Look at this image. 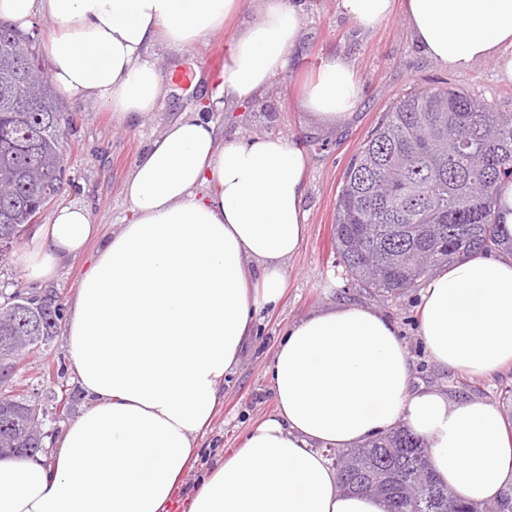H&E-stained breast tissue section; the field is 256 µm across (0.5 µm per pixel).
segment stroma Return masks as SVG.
<instances>
[{
	"instance_id": "1",
	"label": "stroma",
	"mask_w": 512,
	"mask_h": 512,
	"mask_svg": "<svg viewBox=\"0 0 512 512\" xmlns=\"http://www.w3.org/2000/svg\"><path fill=\"white\" fill-rule=\"evenodd\" d=\"M242 2L233 26L206 34L180 55L171 54L163 45L155 47L154 62L165 78L172 80L173 90L135 123L120 124L111 112L91 100H62L64 111L74 121L66 132L68 181L58 204L78 202L88 207L101 235L118 230L128 209L124 183L145 147L169 123L196 109L202 95L192 88L195 79L215 90L216 77L208 69L210 57L230 56L234 25L260 15L266 5V0ZM337 2L306 0V21L289 69L244 111L213 115L221 133L245 139L274 135L303 146L308 157L303 203L306 232L299 250L286 263L287 288L281 301L257 314L254 333L239 363L224 377L222 404L211 427L198 439V462L176 491L171 512H186L187 500L202 473L242 448L249 431L274 413L276 397L270 367L288 327L336 304L372 307L394 323L411 360L412 387H434L450 399L482 400L503 415L512 414V399L500 396L501 388L512 386V369L476 377L437 365L419 335L420 292L383 300L357 288L336 258L333 223L340 180L351 156L396 98L413 89L454 87L468 91L493 109L510 112L512 84L500 82L490 62L462 71L440 66L418 49L403 14L363 32L341 16ZM335 55L344 57L352 68L361 98L353 117L330 125L304 107L302 92L323 61ZM37 232V227H30L14 244L7 261L0 264V286L37 292L22 263ZM7 384L17 393L36 398L46 410L56 411L52 428L59 433L89 405L69 368L66 341L61 335L45 350L21 356Z\"/></svg>"
}]
</instances>
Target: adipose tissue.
Wrapping results in <instances>:
<instances>
[{"instance_id":"adipose-tissue-1","label":"adipose tissue","mask_w":512,"mask_h":512,"mask_svg":"<svg viewBox=\"0 0 512 512\" xmlns=\"http://www.w3.org/2000/svg\"><path fill=\"white\" fill-rule=\"evenodd\" d=\"M368 31L404 13L425 55L454 70L492 62L512 83V0H338ZM241 0H0L20 29L41 15L53 86L131 123L169 92L153 61L221 28ZM304 0H266L241 24L216 93L171 122L124 183L129 204L69 303V365L90 399L42 456L0 459V512H169L197 459V440L240 358L257 310L276 304L285 264L305 234L307 158L281 137L218 135L211 119L239 112L290 65ZM360 89L332 56L304 104L347 120ZM96 233L90 211L59 206L32 244L29 280H52ZM419 332L440 366L489 376L512 367V257L473 255L433 274ZM275 412L243 448L205 472L188 512H388L343 492L324 454L407 426L425 438L437 478L488 503L512 483V425L493 405L411 390L408 354L373 308L338 305L285 332L272 363Z\"/></svg>"}]
</instances>
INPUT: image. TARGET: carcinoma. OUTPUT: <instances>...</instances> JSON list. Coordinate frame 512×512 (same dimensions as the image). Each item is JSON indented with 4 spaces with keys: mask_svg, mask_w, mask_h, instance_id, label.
<instances>
[{
    "mask_svg": "<svg viewBox=\"0 0 512 512\" xmlns=\"http://www.w3.org/2000/svg\"><path fill=\"white\" fill-rule=\"evenodd\" d=\"M62 112L48 72L29 58L27 38L0 21V244H14L45 199L62 192ZM512 180V112L457 88L397 99L349 161L336 201V254L370 296L423 286L434 268L508 250L498 238V185ZM62 304L19 288L0 291V373L50 345ZM45 409L0 393V448L43 450ZM423 438L398 428L358 448L328 453L344 490L382 497L389 512H512V486L472 505L432 474Z\"/></svg>",
    "mask_w": 512,
    "mask_h": 512,
    "instance_id": "cac0c4a2",
    "label": "carcinoma"
}]
</instances>
